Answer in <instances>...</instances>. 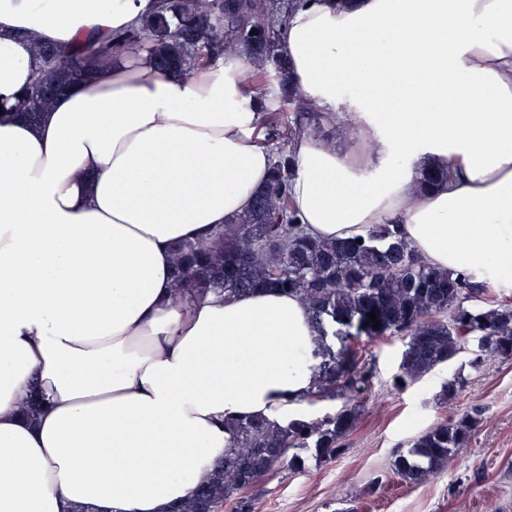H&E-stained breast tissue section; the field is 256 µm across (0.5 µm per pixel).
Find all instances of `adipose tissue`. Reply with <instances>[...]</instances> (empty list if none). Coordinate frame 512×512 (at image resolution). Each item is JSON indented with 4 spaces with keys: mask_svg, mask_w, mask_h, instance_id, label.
<instances>
[{
    "mask_svg": "<svg viewBox=\"0 0 512 512\" xmlns=\"http://www.w3.org/2000/svg\"><path fill=\"white\" fill-rule=\"evenodd\" d=\"M154 8L0 0V512H165L223 459L225 422H283L312 388L296 297H170L174 244L209 240L270 174L274 100L246 55L175 76L131 46L37 121L16 108L34 40L95 47ZM279 52L303 104L361 132L288 143L312 236L397 224L432 267L512 277V0H305Z\"/></svg>",
    "mask_w": 512,
    "mask_h": 512,
    "instance_id": "adipose-tissue-1",
    "label": "adipose tissue"
}]
</instances>
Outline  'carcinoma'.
<instances>
[{
    "instance_id": "obj_1",
    "label": "carcinoma",
    "mask_w": 512,
    "mask_h": 512,
    "mask_svg": "<svg viewBox=\"0 0 512 512\" xmlns=\"http://www.w3.org/2000/svg\"><path fill=\"white\" fill-rule=\"evenodd\" d=\"M296 0L275 6L269 0H157L156 11L139 24L112 36L99 47L118 52L128 45L146 48L162 71L185 75L226 52H243L253 75H266L268 64L283 68L277 54L278 34ZM40 71L18 108L31 119L79 79L93 61L91 49L37 45ZM299 113L297 127L323 132L321 115L291 98ZM292 128L269 124L275 145L268 182L256 191L252 208L219 227L211 242L177 244L172 295L188 297L244 295L274 286L298 297L321 337L314 353L315 381L310 404L332 402L321 416L294 415L279 424L245 417L229 424L231 445L224 460L195 497L169 512H255L245 496L261 477L285 469L302 471L309 459L321 464L344 452L372 395L375 366L369 344L390 336L404 338L396 391L448 364L470 350L471 367L489 359H512V305L485 298L484 285L464 273L426 265L397 224H374L361 239L312 237L288 205L285 139ZM373 312L380 327L366 314ZM463 388L452 373L435 394L446 405ZM484 409L473 406L434 423L398 451L392 473L420 484L447 467L481 427Z\"/></svg>"
}]
</instances>
